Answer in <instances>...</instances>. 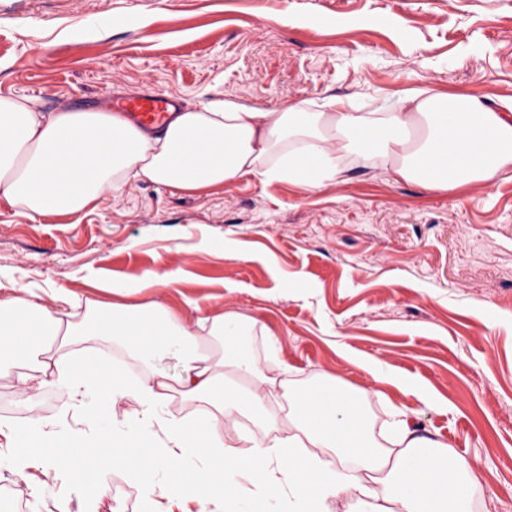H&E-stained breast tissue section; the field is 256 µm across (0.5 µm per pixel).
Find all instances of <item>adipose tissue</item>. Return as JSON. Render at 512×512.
Masks as SVG:
<instances>
[{
  "instance_id": "adipose-tissue-1",
  "label": "adipose tissue",
  "mask_w": 512,
  "mask_h": 512,
  "mask_svg": "<svg viewBox=\"0 0 512 512\" xmlns=\"http://www.w3.org/2000/svg\"><path fill=\"white\" fill-rule=\"evenodd\" d=\"M352 153L383 159L394 176L443 191L488 182L512 171V101L492 107L475 94H414L394 112H350L336 101L311 112L300 104L257 112L213 101L176 112L164 130L148 134L118 112L69 106L46 112L38 99L0 96V198L31 220L77 214L104 191L143 179L197 191L253 173L313 189L340 175ZM92 317L89 325L73 322L42 305L34 289L0 283V371L31 365L35 372L23 376L24 384L53 380L76 393L93 387L114 405L128 397L137 402L122 418L133 433L109 441L86 442L78 430L52 440L39 421L8 428L19 478L33 470L69 478L94 458L130 468L149 490L156 472L167 470L161 497L172 503L200 496L213 512H240L236 488L245 470L264 504L275 499L278 480L288 481L295 512H326L329 498L347 492L369 497L368 512H468L475 476L463 458L447 443L414 436L405 418L390 427L400 454L380 451L363 396L332 383L283 385L294 433L278 435L269 417L268 441L252 440L245 455L226 446L225 422L263 410L267 399L268 377L235 352L246 319L205 317L192 331L158 303L137 310L100 304ZM207 335L224 340V354L202 350ZM101 338L118 339L136 362L179 348L181 395L206 403L205 414L161 416L169 383L154 373L127 378L100 358L94 343ZM307 442L337 449L353 467L322 468L302 454ZM273 459L280 465L275 473L266 467Z\"/></svg>"
}]
</instances>
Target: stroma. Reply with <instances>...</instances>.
Instances as JSON below:
<instances>
[{
    "label": "stroma",
    "mask_w": 512,
    "mask_h": 512,
    "mask_svg": "<svg viewBox=\"0 0 512 512\" xmlns=\"http://www.w3.org/2000/svg\"><path fill=\"white\" fill-rule=\"evenodd\" d=\"M147 88L186 110L336 99L390 112L412 89L498 103L512 99V0H0V95L50 112ZM346 164L312 191L253 174L193 193L134 181L75 218L32 221L0 199V280L39 289L51 309L64 289L81 315L158 302L192 329L252 319L238 349L258 369L365 391L378 439L407 409L416 436L468 461L474 512H512V172L447 192L377 159ZM170 271L174 285L141 283ZM95 347L129 377L178 379L177 352L144 366L110 339ZM71 401L66 387L26 392L18 372L0 375V423L72 428ZM106 481L96 512H152L130 474ZM84 484L18 479L0 453V512H55L62 496L85 512Z\"/></svg>",
    "instance_id": "obj_1"
}]
</instances>
